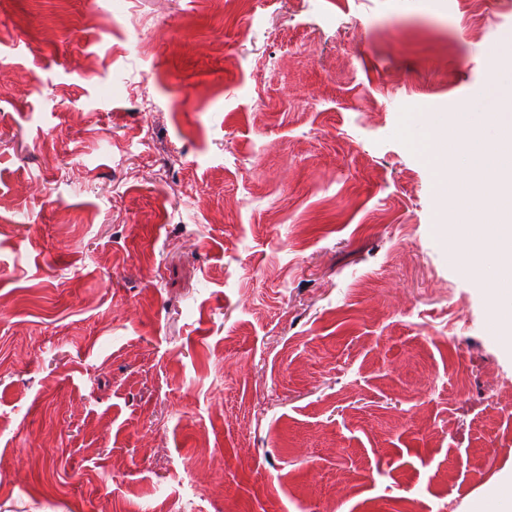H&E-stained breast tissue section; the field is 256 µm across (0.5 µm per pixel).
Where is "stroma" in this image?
<instances>
[{
	"mask_svg": "<svg viewBox=\"0 0 512 512\" xmlns=\"http://www.w3.org/2000/svg\"><path fill=\"white\" fill-rule=\"evenodd\" d=\"M510 32L512 0H0V512H469L512 355L392 135Z\"/></svg>",
	"mask_w": 512,
	"mask_h": 512,
	"instance_id": "35a3bbf8",
	"label": "stroma"
}]
</instances>
